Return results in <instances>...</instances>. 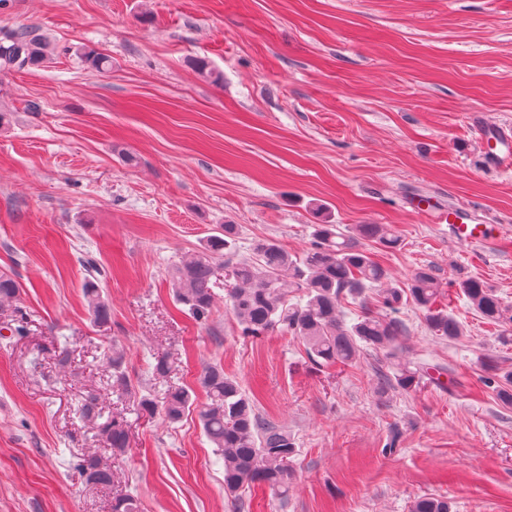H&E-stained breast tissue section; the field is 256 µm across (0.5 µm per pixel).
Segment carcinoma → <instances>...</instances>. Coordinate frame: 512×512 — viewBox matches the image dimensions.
<instances>
[{
	"instance_id": "cac0c4a2",
	"label": "carcinoma",
	"mask_w": 512,
	"mask_h": 512,
	"mask_svg": "<svg viewBox=\"0 0 512 512\" xmlns=\"http://www.w3.org/2000/svg\"><path fill=\"white\" fill-rule=\"evenodd\" d=\"M54 47L38 29L22 26L0 39V68L39 65L51 58ZM237 237V225H224V232L210 236L201 247L174 265L169 272L170 285L178 303L187 307L197 321H205L213 305L212 286L219 277L229 283L227 297L230 312L246 336H264L283 329L303 344L307 358L315 365L354 361L363 348L386 350L396 365L395 377H381L379 393L389 389L408 391L426 377L436 383L434 367L425 363L410 366L400 362L398 339L406 331L403 321L371 309V302L386 310L413 303L423 312L425 322L437 336L455 339L462 335L460 323L448 310L438 306L439 283L426 269L414 272L409 282L399 284L358 240L375 242L394 250L402 240L382 224H359L345 233L337 224H316L310 248L294 258L274 240L262 239L252 245V256L223 265L220 259L231 250ZM472 309L487 323L512 325V307L479 279L459 283ZM20 285L14 275L0 270V307L18 300ZM87 302L98 322L111 319V307L100 288L89 282ZM359 301L361 314L348 325L341 319L343 300ZM123 353L106 357V388L118 399L139 406L149 413L158 412L171 424L186 413L196 412L201 428L224 461V493L234 502L241 501L244 490L264 485L279 496L288 494L297 455L294 437L287 430L262 418L253 400L224 368H205L200 384L207 402L199 405L191 392L168 382L171 364L158 356L151 365L153 380L165 385L154 395L134 387L128 380ZM483 385L512 406V367L490 359L486 362ZM77 413L101 435L105 447L115 454L130 448V434L119 415L103 417L98 394L91 390L81 396ZM87 482L109 486L112 468L95 454L82 456L76 463ZM445 496H421L413 501L410 512H451ZM112 512H140L137 498L124 495L114 499Z\"/></svg>"
}]
</instances>
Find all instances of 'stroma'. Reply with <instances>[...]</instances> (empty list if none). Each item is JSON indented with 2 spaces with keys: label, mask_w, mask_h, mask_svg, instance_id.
I'll list each match as a JSON object with an SVG mask.
<instances>
[{
  "label": "stroma",
  "mask_w": 512,
  "mask_h": 512,
  "mask_svg": "<svg viewBox=\"0 0 512 512\" xmlns=\"http://www.w3.org/2000/svg\"><path fill=\"white\" fill-rule=\"evenodd\" d=\"M21 25L55 53L0 71V269L23 321L0 338V512H111L126 488L140 512H408L424 495L512 512V407L481 383L484 359L512 366V343L456 286L480 279L512 306V170L480 145L484 127L512 126V0H0V34ZM422 196L499 225L497 241L454 242L411 209ZM325 220L392 225L401 248L369 244L373 258L402 282L437 279L461 339L435 337L414 306L398 316L402 360L441 368L442 386L382 396L381 351L317 366L290 333L243 335L221 282L206 322L175 302L169 268L221 225L238 227L234 262L265 238L301 254ZM86 256L108 274L110 322L89 312ZM115 348L136 387L157 352L180 386L198 389L208 365L235 376L297 441L287 497L255 486L235 508L195 415L133 406L112 485L88 484L76 457L102 443L75 397L95 387L111 407Z\"/></svg>",
  "instance_id": "stroma-1"
}]
</instances>
